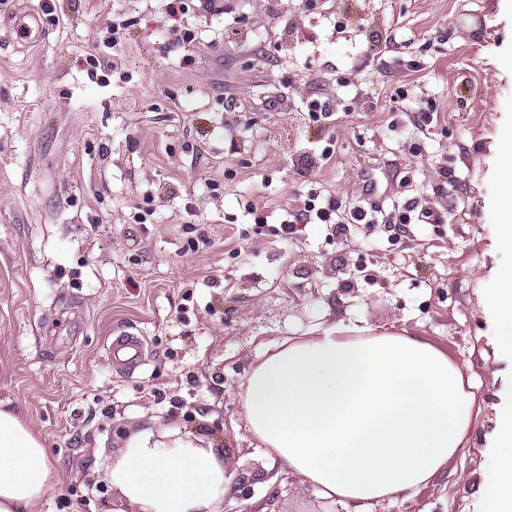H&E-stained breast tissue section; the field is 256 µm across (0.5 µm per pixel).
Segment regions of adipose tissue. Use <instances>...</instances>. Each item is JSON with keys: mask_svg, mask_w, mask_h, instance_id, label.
Instances as JSON below:
<instances>
[{"mask_svg": "<svg viewBox=\"0 0 512 512\" xmlns=\"http://www.w3.org/2000/svg\"><path fill=\"white\" fill-rule=\"evenodd\" d=\"M512 352V269L489 296ZM477 397L462 368L415 337L342 325L263 353L242 396L267 455L348 512L409 496L464 448ZM478 486L483 512H512V421ZM222 450L178 427L136 430L106 472L107 512H224ZM60 476L41 436L0 403V512H35Z\"/></svg>", "mask_w": 512, "mask_h": 512, "instance_id": "adipose-tissue-1", "label": "adipose tissue"}]
</instances>
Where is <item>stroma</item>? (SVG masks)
<instances>
[{"label": "stroma", "instance_id": "1", "mask_svg": "<svg viewBox=\"0 0 512 512\" xmlns=\"http://www.w3.org/2000/svg\"><path fill=\"white\" fill-rule=\"evenodd\" d=\"M168 3L0 0V401L62 476L38 512H105L107 467L149 421L201 432L246 473L232 512L274 491L281 512H314L316 490L245 427L242 394L264 350L339 323L407 330L479 385L464 453L382 512H482L479 474L512 411L488 305L512 268L495 175L512 132V0ZM48 7L42 37L22 40L16 15ZM90 53L111 70L90 77ZM313 98L328 118H312ZM330 140V162L300 166ZM367 179L385 210L414 199L449 223L392 245L360 224L344 240L323 224L276 236L247 213L311 189L354 208ZM119 331L147 345L129 375L105 354Z\"/></svg>", "mask_w": 512, "mask_h": 512}]
</instances>
